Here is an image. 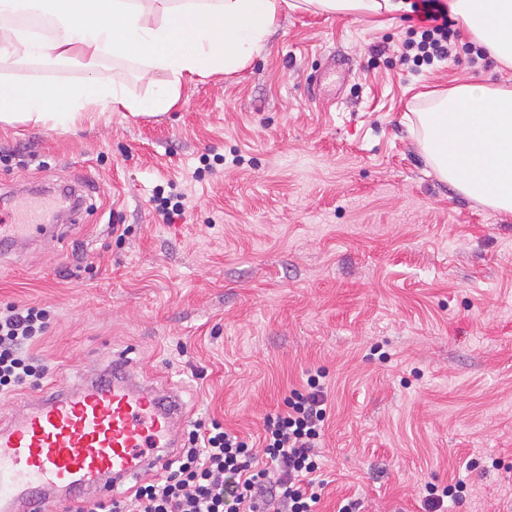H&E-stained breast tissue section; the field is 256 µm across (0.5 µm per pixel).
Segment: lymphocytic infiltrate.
Instances as JSON below:
<instances>
[{"instance_id":"1","label":"lymphocytic infiltrate","mask_w":512,"mask_h":512,"mask_svg":"<svg viewBox=\"0 0 512 512\" xmlns=\"http://www.w3.org/2000/svg\"><path fill=\"white\" fill-rule=\"evenodd\" d=\"M418 23L410 27L401 59L431 66L457 53L459 34L440 0H412ZM50 314L30 306L0 311V394L42 380L45 363L32 346L44 335ZM285 411L265 415L263 445L248 446L219 422H199L188 433L164 476L135 481L121 502H78L71 512H314L320 502L319 443L326 393L319 376L306 390H292Z\"/></svg>"}]
</instances>
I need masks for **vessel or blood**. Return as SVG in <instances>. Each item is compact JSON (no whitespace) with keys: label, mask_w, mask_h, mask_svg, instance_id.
Returning a JSON list of instances; mask_svg holds the SVG:
<instances>
[{"label":"vessel or blood","mask_w":512,"mask_h":512,"mask_svg":"<svg viewBox=\"0 0 512 512\" xmlns=\"http://www.w3.org/2000/svg\"><path fill=\"white\" fill-rule=\"evenodd\" d=\"M47 207L0 224V253L57 237ZM188 415L179 394L144 380L127 355L72 382L52 378L0 423V512H54L61 501L116 497L178 448Z\"/></svg>","instance_id":"1"}]
</instances>
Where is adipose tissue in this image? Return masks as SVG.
<instances>
[{
  "mask_svg": "<svg viewBox=\"0 0 512 512\" xmlns=\"http://www.w3.org/2000/svg\"><path fill=\"white\" fill-rule=\"evenodd\" d=\"M405 0H0V64L85 60L93 72L73 85L28 84L0 76V123L74 125L99 104L112 111L159 114L175 107L184 83L243 68L288 10L379 20ZM466 33L512 67V0H449ZM31 9L53 33L35 38L14 17ZM141 64L149 96L97 71L103 55ZM415 118L441 179L464 195L512 213V88L462 84L425 93Z\"/></svg>",
  "mask_w": 512,
  "mask_h": 512,
  "instance_id": "1",
  "label": "adipose tissue"
}]
</instances>
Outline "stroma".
I'll return each instance as SVG.
<instances>
[{"instance_id":"stroma-1","label":"stroma","mask_w":512,"mask_h":512,"mask_svg":"<svg viewBox=\"0 0 512 512\" xmlns=\"http://www.w3.org/2000/svg\"><path fill=\"white\" fill-rule=\"evenodd\" d=\"M409 28L403 11L290 12L242 70L195 78L165 114L0 124L12 208L69 185L85 198L57 238L0 258V309L50 312L34 355L71 380L130 353L192 419L251 445L320 371L316 512H423L426 486L460 479L471 492L446 512H512V213L441 181L411 122L420 93L512 85V68L462 52L401 66ZM162 196L183 203L174 223Z\"/></svg>"}]
</instances>
